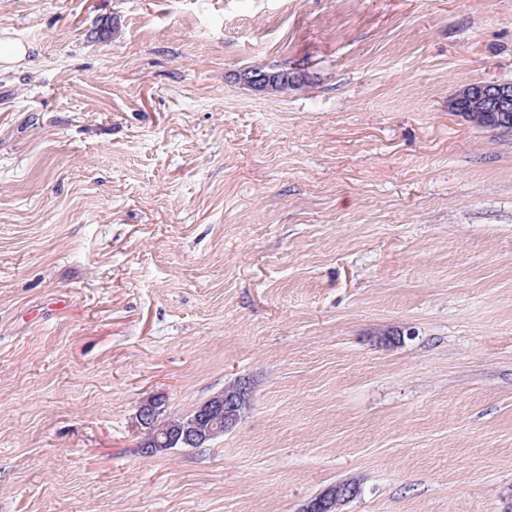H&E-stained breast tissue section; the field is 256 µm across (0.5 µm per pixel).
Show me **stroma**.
Masks as SVG:
<instances>
[{"instance_id": "obj_1", "label": "stroma", "mask_w": 512, "mask_h": 512, "mask_svg": "<svg viewBox=\"0 0 512 512\" xmlns=\"http://www.w3.org/2000/svg\"><path fill=\"white\" fill-rule=\"evenodd\" d=\"M0 39V512H512V131L449 108L512 83V0H0ZM240 377L141 453L144 399ZM197 414L201 420H208L210 423L222 417L220 424L224 426V431L233 429L240 422L235 404L228 396L224 399L210 398L199 407Z\"/></svg>"}]
</instances>
